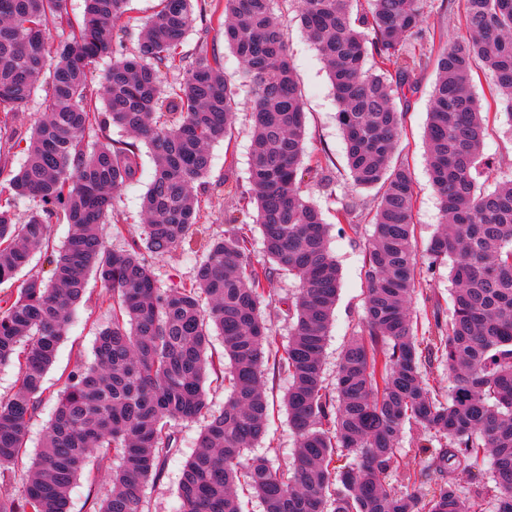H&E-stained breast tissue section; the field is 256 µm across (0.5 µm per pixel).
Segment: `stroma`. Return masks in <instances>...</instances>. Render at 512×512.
<instances>
[{"label":"stroma","instance_id":"stroma-1","mask_svg":"<svg viewBox=\"0 0 512 512\" xmlns=\"http://www.w3.org/2000/svg\"><path fill=\"white\" fill-rule=\"evenodd\" d=\"M224 0H192L195 16L193 28L186 36L183 52L190 53L200 41H207L209 51L224 59V76L238 88V115L230 138L215 142L210 147L212 167L208 175L210 193L203 197L201 205L206 216L203 225L205 237L223 235L224 212L231 209L234 201L224 192L225 180L246 184L250 127V97L241 85L240 64L223 37L202 38L201 33L214 10L223 8ZM423 28L444 30L449 38L464 36L461 0H427L422 21ZM288 54L298 72L302 95L307 112V154L321 156L324 164L338 174L340 185L335 196L329 197L314 184H306L304 191L319 206L327 223H335L336 210L342 203L356 207L357 232L332 233L330 247L340 267L341 283L334 309L333 326L324 354V378L327 388L336 386V365L343 347L358 331L364 312L367 286L362 271V249L371 233L369 219L376 207V193L356 188L347 176L345 143L336 121L333 92L324 64L314 45L301 29L295 0H290L284 28ZM420 90L410 102L404 117L405 133L398 152L407 158L415 181L416 236L419 244H426L441 219L436 192L429 177L425 154L424 130L431 105L435 81L434 68L421 71L418 76ZM483 153L493 159L495 167L486 182L494 188L496 182L512 173V126L505 118L490 119L483 144ZM153 164L149 154H142L138 181L124 191L114 204L113 223L123 225V234H112L108 244L112 249H126L131 237L139 235L144 224L141 211L142 196L151 180ZM297 292L295 280L273 272L266 284L264 318L277 344H286L292 325L290 305ZM452 283L447 271L427 273L425 262H418L415 293L411 313L419 331L433 329L435 305H448ZM105 290L97 278H89L82 301L76 305L68 334L61 343L56 360L45 376L47 398L35 415L27 433L26 450L12 472L0 479V491L15 492L21 486V478L40 448L45 428L51 416L52 398L63 388L73 369L76 358L92 360L93 345L97 332L112 318V310L103 303ZM288 389L287 378L274 367L266 369V390L271 403V422L260 451L266 452L277 465H285L294 448V435L288 423L283 398ZM202 428L201 422H175L171 429L177 438V446L160 465L155 479L146 490L145 512H178L176 489L184 464L195 450V441Z\"/></svg>","mask_w":512,"mask_h":512}]
</instances>
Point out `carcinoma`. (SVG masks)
Masks as SVG:
<instances>
[{"mask_svg":"<svg viewBox=\"0 0 512 512\" xmlns=\"http://www.w3.org/2000/svg\"><path fill=\"white\" fill-rule=\"evenodd\" d=\"M275 0H224L217 17L224 44L251 93L248 188L235 185L236 208L224 236L194 243L210 146L235 119L236 88L224 59L203 45L179 51L194 17L191 0H161L138 49L117 52L127 0H86L72 23L67 0H0V140L25 142V159L0 185V284L36 252L49 276L28 277L0 305V366L17 363L19 390L0 399V475L25 450L30 420L45 399L44 378L67 335L71 312L97 277L112 308L93 361L77 359L22 490L0 496V512H69V494L91 460L112 485L97 512H145V490L176 445L169 422L204 420L197 450L177 489L180 512H241L238 487L263 512H483L482 497L460 496L454 479L405 490L386 483L399 465L405 425L421 430V450L439 451L435 471L488 470L497 512H512V177L489 191L481 102L469 81L477 65L492 73L491 97L512 124V0H463L466 36L422 31L426 0H301L299 19L324 62L337 105L353 184L379 193L363 252L368 295L359 331L336 369V394L323 380V353L340 286L320 209L305 182L336 193L338 180L318 158L304 162L306 112ZM71 36L53 48L50 28ZM110 56L99 88L91 66ZM434 65L425 130L429 171L442 222L431 237L428 269L448 266V322L434 338L418 334L410 313L416 279L414 178L397 157L404 115L419 90L417 72ZM49 107L28 140L10 120L25 109L45 72ZM178 73L170 88L163 76ZM117 128L133 141L111 138ZM94 131L99 142L85 143ZM143 141L154 164L143 196L147 224L122 251L102 226L114 198L137 181ZM20 199L39 202L15 223ZM256 209L267 261L251 259L238 214ZM69 224L49 248L58 213ZM197 258L190 284L162 289L146 250ZM298 282L290 337L276 348L263 315L271 267ZM224 355L210 353L212 333ZM289 380L285 405L296 443L289 465L254 453L268 435L265 361ZM445 359L452 384L441 394L426 360ZM229 383L219 412L206 383ZM361 457L336 468V459Z\"/></svg>","mask_w":512,"mask_h":512,"instance_id":"1","label":"carcinoma"}]
</instances>
